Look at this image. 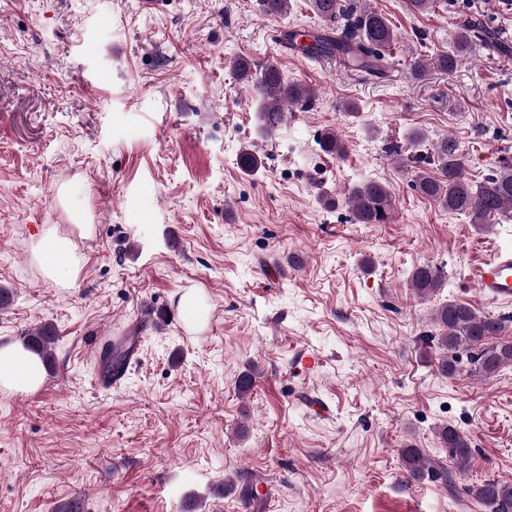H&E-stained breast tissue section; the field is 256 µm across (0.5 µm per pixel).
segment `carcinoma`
<instances>
[{
	"mask_svg": "<svg viewBox=\"0 0 512 512\" xmlns=\"http://www.w3.org/2000/svg\"><path fill=\"white\" fill-rule=\"evenodd\" d=\"M358 0H311L315 15L333 25L332 37H322L317 30L298 32L290 39L308 37L302 43L304 54L338 56L355 70L378 71L382 56L378 50L391 47L398 40L388 19L371 9H359ZM266 15L284 16L290 11V0H259ZM481 39L476 28L465 26L455 37L454 49L431 58L434 68L451 73L461 57L470 53L474 41ZM232 70L239 81L250 86L258 103V122L263 135L271 136L284 123L290 108L310 102L312 89L284 79L280 69L268 65L259 70L247 57L233 60ZM319 148L338 157L347 153L345 142L329 130L317 140ZM429 164L432 170L414 174L413 187L422 196L433 199L448 212L469 218L479 230H489V218L512 210V163L506 164L480 182L468 180L464 174V157L458 141L446 135L432 142ZM347 202L358 224H386L392 218V198L386 184L377 180L362 181L347 192ZM445 278L440 268L418 265L410 276L414 293L427 299L443 288ZM433 320L439 334L428 337L441 350L436 370L445 377L462 372L490 376L503 368L512 367V339L505 337V320L484 315L473 307L455 300L440 304ZM23 344L36 352L44 365L54 362V330L48 324L27 333ZM441 447L448 449V460L455 467L467 466L472 457L471 443L459 429L443 425L436 432ZM400 459L407 475L413 480L425 478L448 485V469L439 466L422 449L406 445L400 449ZM469 493L486 512H512V480L487 479L469 489Z\"/></svg>",
	"mask_w": 512,
	"mask_h": 512,
	"instance_id": "1",
	"label": "carcinoma"
}]
</instances>
